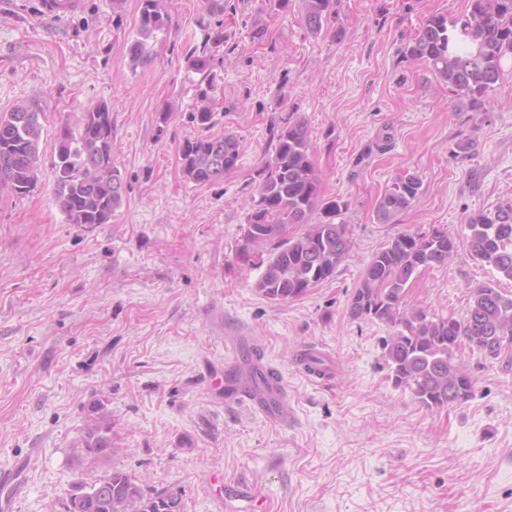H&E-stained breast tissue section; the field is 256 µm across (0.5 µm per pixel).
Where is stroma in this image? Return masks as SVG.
Here are the masks:
<instances>
[{"instance_id": "stroma-1", "label": "stroma", "mask_w": 512, "mask_h": 512, "mask_svg": "<svg viewBox=\"0 0 512 512\" xmlns=\"http://www.w3.org/2000/svg\"><path fill=\"white\" fill-rule=\"evenodd\" d=\"M223 5L161 0L169 27L137 68L127 44L139 0H83L57 22L38 20V0L0 11V114L32 99L44 113L35 187L0 192V469L30 460L14 512H63L76 479L108 469L179 492L184 512H225L215 473L256 484L261 512H512V363L463 348L475 395L432 412L393 387L389 327L349 311L373 254L404 231L439 229L457 245L447 265L414 276L409 306L459 319L472 287L512 294L470 256L465 226L512 198V57L487 112H456L447 84L403 51L429 16L467 0H338L339 38L311 34L296 2ZM218 31L212 132L236 134L240 159L199 186L179 160L201 133L189 116L202 76L188 59ZM101 101L125 195L110 223L70 224L51 193L57 130ZM294 120L308 128L322 197L348 204L353 248L332 279L274 302L255 288L259 256L240 249L257 173ZM406 173L421 178L419 195L400 223H378V197ZM253 339L285 383L288 425L219 385ZM312 345L332 356L331 381L302 374ZM94 399L112 414V453L80 465Z\"/></svg>"}]
</instances>
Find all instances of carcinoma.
<instances>
[{
  "label": "carcinoma",
  "mask_w": 512,
  "mask_h": 512,
  "mask_svg": "<svg viewBox=\"0 0 512 512\" xmlns=\"http://www.w3.org/2000/svg\"><path fill=\"white\" fill-rule=\"evenodd\" d=\"M458 16L432 15L408 44L405 55L426 62L437 79L454 89V109L486 111L485 103L503 75L502 61L512 56V0H467ZM305 22L318 35L336 19V0H301ZM160 0H140L137 36L127 46L132 66L150 60L147 41L168 26ZM214 55H193L191 69L202 72L207 87L190 119L199 128L214 125L212 94L218 91L213 74ZM44 113L38 103L20 105L0 114V190L22 195L31 191L39 169V141ZM112 105L100 102L81 112L79 120L61 126L53 170L52 195L70 224H107L121 205L125 184L112 166ZM240 158L237 136L204 135L184 142L180 150L183 176L207 185L233 171ZM244 232L245 246H271L256 288L265 298L287 302L336 274L350 248L347 225L336 218L347 209L342 199L319 196L316 170L306 125L284 124L259 172ZM421 179L413 174L397 178L379 197L375 216L380 224H396L418 196ZM320 212V219L311 222ZM470 255L512 280V200L492 211L467 216ZM290 224L306 225L297 238L282 239ZM456 241L446 233L401 232L375 253L360 286L353 293L350 314L379 321L392 329L383 340L393 387L407 389L430 411L466 402L475 383L460 362L468 346L491 358L512 353V294L491 283L471 289L465 317H428L405 301L406 286L414 274L448 263ZM260 350L244 351L243 367L231 380H250L257 373L253 358ZM88 412L98 415L77 449L79 463L105 459L112 452V425L105 422V404L92 401ZM65 512H182L181 494L168 489L145 492L138 480L122 470L105 472L88 484L77 480L63 504Z\"/></svg>",
  "instance_id": "obj_1"
}]
</instances>
